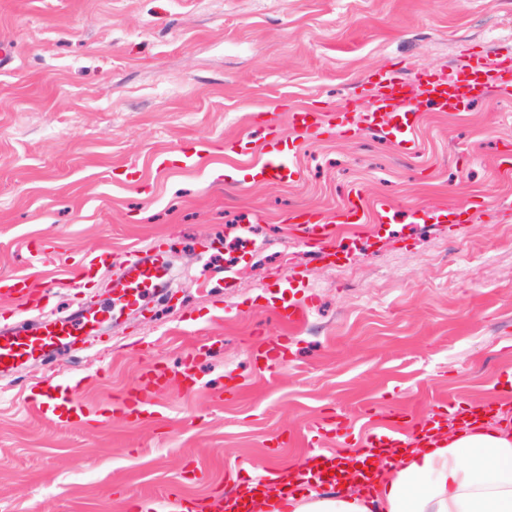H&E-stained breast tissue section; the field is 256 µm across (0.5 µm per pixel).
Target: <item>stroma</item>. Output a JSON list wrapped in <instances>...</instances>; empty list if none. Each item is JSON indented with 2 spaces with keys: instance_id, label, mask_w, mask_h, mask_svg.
Returning <instances> with one entry per match:
<instances>
[{
  "instance_id": "35a3bbf8",
  "label": "stroma",
  "mask_w": 512,
  "mask_h": 512,
  "mask_svg": "<svg viewBox=\"0 0 512 512\" xmlns=\"http://www.w3.org/2000/svg\"><path fill=\"white\" fill-rule=\"evenodd\" d=\"M1 43L13 55L0 67V277L51 285L103 248L112 263L36 306L1 297L0 323L105 299L129 252L150 244L170 280L54 366L72 375L85 425L65 429L36 409L49 363L0 373V512L203 501L229 476L301 459L336 413L349 435L319 445L339 453L383 428L393 406L512 403V213L381 224L372 209L381 198L462 211L488 193L512 199L499 171L512 98L422 113L412 154L368 132L304 141L288 124L304 108L341 121L389 69L454 74L468 46L512 66V0H0ZM269 132L294 180L248 177ZM182 145L201 146L200 160L161 167ZM354 189L368 212L340 275L285 218L330 213ZM254 214L256 250H235L225 226ZM41 242L53 251L33 258ZM284 293L304 305L301 323L274 317ZM266 335L292 351L272 374L251 364ZM209 337L223 346L195 391L160 392L150 421L115 411L150 362L176 366Z\"/></svg>"
}]
</instances>
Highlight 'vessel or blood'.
<instances>
[{"label": "vessel or blood", "mask_w": 512, "mask_h": 512, "mask_svg": "<svg viewBox=\"0 0 512 512\" xmlns=\"http://www.w3.org/2000/svg\"><path fill=\"white\" fill-rule=\"evenodd\" d=\"M416 80L410 76L391 75L374 84L369 90L370 109L358 120L349 123L348 132L367 129L397 145L401 150H410L414 142L415 127L421 113L445 112L462 105L474 103L473 92L477 87L493 90L497 95L512 97V68L492 66L476 62L475 66L456 74L451 79L440 78L427 83L424 89H416ZM290 123L300 135L308 140L331 131L332 123L323 113L298 110L290 115ZM296 170L285 156L273 152L260 166L252 169L250 176L255 182H284L295 176ZM501 203L494 197L477 202L468 214H461L450 207L421 209L405 207V214L414 222L423 224L481 221L487 212L500 209ZM290 220H301L305 225V239L315 258L337 263L345 250L338 241L341 226L362 223L364 212L355 202H348L333 216H310L308 212L296 210ZM110 254L100 251L80 262L69 283L97 275L106 267ZM168 269L161 257L159 247L146 250L135 249L130 253L127 278L119 290L116 305H107L98 310L78 308L72 315L60 320L44 321L31 332L17 330L15 326H0V372L13 370L15 365L31 358H49L73 345L82 337L96 332L101 319L111 317L118 309L139 306L147 291L163 287L168 281ZM0 293L18 301H31L37 294L29 278L11 277L0 280ZM276 319L286 325L299 323L305 315L303 307L285 298L275 306ZM198 349H190L183 355L178 369H170L161 362H153L139 385L117 401L116 407L125 416L142 421L154 418L158 392L170 385L183 391H193L198 377L195 372ZM288 339L284 336L263 337L251 351V362L256 369L275 373L287 366ZM60 373H52L42 389L43 401L39 412L49 415L58 424L73 429L82 424L86 411L77 401L72 390L62 388ZM458 413L457 403L442 401L424 415L413 416L408 409L391 412L392 427L368 435L362 447L365 451L377 448H401L407 444L425 447L428 438L438 434L444 427L454 424ZM303 469L314 473L320 483L335 485L336 457L321 451L311 452L302 461ZM208 512H254L253 502L237 495L214 498L207 502Z\"/></svg>", "instance_id": "1"}]
</instances>
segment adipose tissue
Segmentation results:
<instances>
[{
  "label": "adipose tissue",
  "mask_w": 512,
  "mask_h": 512,
  "mask_svg": "<svg viewBox=\"0 0 512 512\" xmlns=\"http://www.w3.org/2000/svg\"><path fill=\"white\" fill-rule=\"evenodd\" d=\"M375 490L342 482L334 494L305 490L290 512H512V432L492 424L399 448L374 468Z\"/></svg>",
  "instance_id": "1"
}]
</instances>
